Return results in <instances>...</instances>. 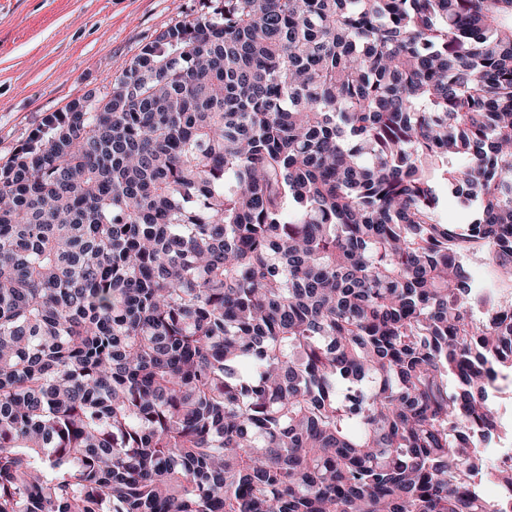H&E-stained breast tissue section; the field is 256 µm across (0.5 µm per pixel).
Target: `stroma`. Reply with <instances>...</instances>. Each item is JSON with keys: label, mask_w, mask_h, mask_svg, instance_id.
I'll use <instances>...</instances> for the list:
<instances>
[{"label": "stroma", "mask_w": 512, "mask_h": 512, "mask_svg": "<svg viewBox=\"0 0 512 512\" xmlns=\"http://www.w3.org/2000/svg\"><path fill=\"white\" fill-rule=\"evenodd\" d=\"M205 0H0V157Z\"/></svg>", "instance_id": "obj_1"}]
</instances>
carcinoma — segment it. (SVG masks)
<instances>
[{
    "label": "carcinoma",
    "mask_w": 512,
    "mask_h": 512,
    "mask_svg": "<svg viewBox=\"0 0 512 512\" xmlns=\"http://www.w3.org/2000/svg\"><path fill=\"white\" fill-rule=\"evenodd\" d=\"M477 253L512 0H208L0 164V512H512ZM436 192L439 198L437 215L442 224H466L469 221V213L465 210L460 199L448 192V187L443 182H438Z\"/></svg>",
    "instance_id": "carcinoma-1"
}]
</instances>
